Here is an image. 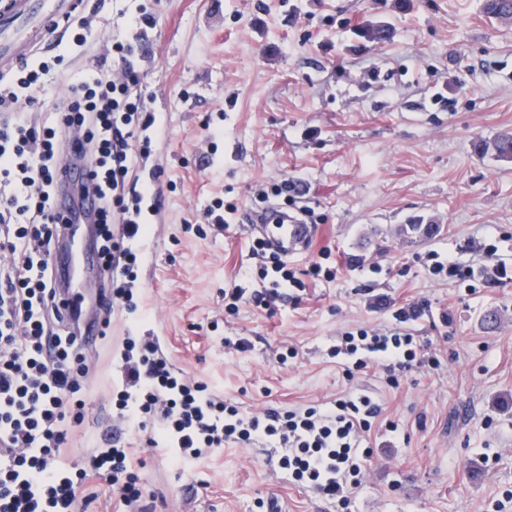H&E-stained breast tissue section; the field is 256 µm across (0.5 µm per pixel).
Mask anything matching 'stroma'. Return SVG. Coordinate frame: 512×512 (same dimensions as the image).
Listing matches in <instances>:
<instances>
[{"instance_id": "1", "label": "stroma", "mask_w": 512, "mask_h": 512, "mask_svg": "<svg viewBox=\"0 0 512 512\" xmlns=\"http://www.w3.org/2000/svg\"><path fill=\"white\" fill-rule=\"evenodd\" d=\"M483 3L90 0L87 41L57 46L65 60L45 76L39 105L64 106L73 84L120 71L101 59L113 41L141 44L132 94L156 123L133 147L160 169L163 219L133 284L136 310L115 308L95 344L74 457L111 432L117 351L146 325L174 367L245 413L372 393L382 421L347 512H512V282L472 294L424 267L431 250L482 262L461 252L469 238L496 240L512 263V162L477 151L512 134V22L487 17ZM142 11L154 27H137ZM378 20L391 37L355 46L354 28ZM287 178L304 184L317 221L288 258L304 270L329 252L337 278L309 281L298 303L245 304L226 319L225 289L252 286L254 227L238 221L205 237L197 228L216 201L243 215L260 189ZM416 219L434 232L406 231ZM379 255L383 269L371 273ZM374 295L447 312L448 322L413 326L441 369H413L395 388L378 365L345 378L328 352L343 331L388 325L389 312L368 306ZM228 338L244 348H225ZM146 437L125 435L146 462L154 512H336L272 467L265 448L228 444L176 466Z\"/></svg>"}]
</instances>
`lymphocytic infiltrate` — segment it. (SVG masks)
<instances>
[{
  "instance_id": "lymphocytic-infiltrate-1",
  "label": "lymphocytic infiltrate",
  "mask_w": 512,
  "mask_h": 512,
  "mask_svg": "<svg viewBox=\"0 0 512 512\" xmlns=\"http://www.w3.org/2000/svg\"><path fill=\"white\" fill-rule=\"evenodd\" d=\"M114 50L123 63L121 77L72 86L61 110L29 111L42 76L59 65V57L23 66L10 84L0 86V112L13 115L0 125V254L9 258L0 265V512H87L84 487L98 480L127 512H150L139 477L143 462L120 436L88 452L74 475H67L63 462L83 418L80 393L92 360L83 354L80 336L69 331L56 296L51 254L62 228L59 211L79 199L93 211L102 241L98 262L112 276L99 296L107 314L132 301L126 281L138 261L126 243L146 232L136 220L142 195L126 185L135 166L131 141L155 119L130 97L137 83L133 45L118 42ZM66 142L78 143L88 174L64 186L59 161ZM465 248L481 253L483 263L466 264L431 250L429 274L472 293L512 281V266L498 259L491 240L471 239ZM248 254L255 287L225 291L230 316L244 303L271 310L299 301L307 280L331 282L338 273L337 266L319 261L298 270L287 249L262 231L250 235ZM430 309L428 301H412L392 311L390 326L341 332L333 354L346 376L376 361L393 385L398 374L424 365L440 368L437 355L425 351L411 331ZM159 345L153 337L123 342L121 384L112 402L126 428H151L148 445L174 449L176 461L185 465L227 444H278L289 480L335 500L345 512L373 456L368 436L382 413L378 401L348 392L325 408L246 415L176 371Z\"/></svg>"
}]
</instances>
